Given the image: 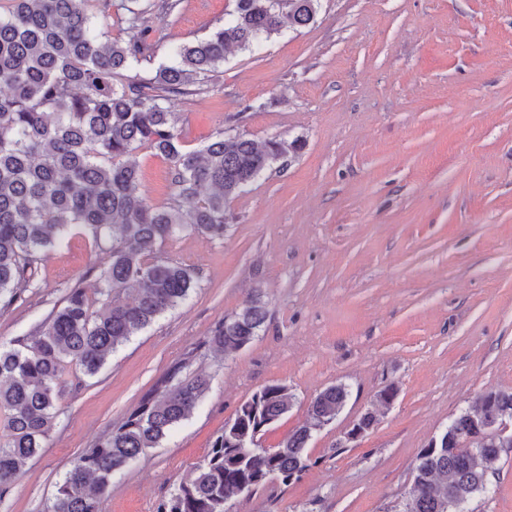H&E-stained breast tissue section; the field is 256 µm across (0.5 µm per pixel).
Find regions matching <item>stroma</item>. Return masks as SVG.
I'll return each mask as SVG.
<instances>
[{"mask_svg":"<svg viewBox=\"0 0 512 512\" xmlns=\"http://www.w3.org/2000/svg\"><path fill=\"white\" fill-rule=\"evenodd\" d=\"M155 63L222 26L233 0H148ZM185 145L218 132L306 143L234 199L223 238L157 248L197 272L190 298L119 346L101 371L68 365L55 427L0 512H45L82 449L111 432L176 364L211 386L194 414L115 477L103 512H156L194 475L238 406L272 383L296 397L265 433L278 444L311 398L342 383L340 416L309 443L311 466L233 512H389L415 458L469 401L512 392V0H321L313 23L227 50L203 92L178 97ZM135 159L154 205L170 164ZM107 245L76 233L51 250L0 342L36 335L71 284L97 300ZM263 331L231 355L206 339L254 294ZM395 386L390 407L377 401ZM379 422L344 442L366 411ZM475 512H512V447Z\"/></svg>","mask_w":512,"mask_h":512,"instance_id":"obj_1","label":"stroma"}]
</instances>
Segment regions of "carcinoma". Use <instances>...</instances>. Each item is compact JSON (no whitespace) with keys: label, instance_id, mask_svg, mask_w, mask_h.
<instances>
[{"label":"carcinoma","instance_id":"carcinoma-1","mask_svg":"<svg viewBox=\"0 0 512 512\" xmlns=\"http://www.w3.org/2000/svg\"><path fill=\"white\" fill-rule=\"evenodd\" d=\"M0 6V306L33 280L47 252L79 227L97 245L112 239L100 271V307L90 311L74 284L35 336L0 344V497L45 446L58 416L61 370L68 362L96 375L112 352L188 300L194 268L151 257L184 232L222 239L229 203L304 141L272 138L259 146L220 132L201 150L184 148L175 97L207 86L230 47L248 49L283 29L314 22L320 0H234L224 25L180 44L152 66L147 8L128 0L126 39L108 37L94 0H6ZM150 68L127 77L124 71ZM148 149L171 167L175 197L150 204L132 154ZM268 310L254 295L224 316L207 344L232 354L260 335ZM205 373L174 368L112 432L84 449L59 482L47 512H102L114 476L192 416L210 388ZM349 392L336 384L310 401L307 417L275 448L266 431L295 396L271 384L242 402L215 437L195 476L161 500L157 512H231L233 501L310 467L308 444L335 420ZM512 422V392L489 391L460 410L421 449L409 486L391 512H473L490 491L502 443L491 428Z\"/></svg>","mask_w":512,"mask_h":512}]
</instances>
